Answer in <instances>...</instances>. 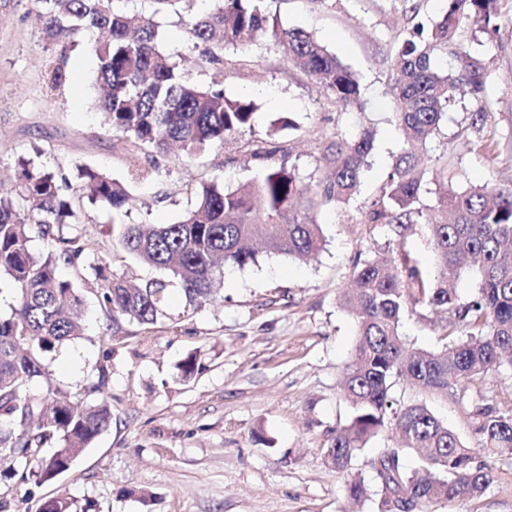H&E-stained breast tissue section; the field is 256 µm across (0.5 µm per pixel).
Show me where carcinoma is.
Wrapping results in <instances>:
<instances>
[{
    "label": "carcinoma",
    "instance_id": "cac0c4a2",
    "mask_svg": "<svg viewBox=\"0 0 512 512\" xmlns=\"http://www.w3.org/2000/svg\"><path fill=\"white\" fill-rule=\"evenodd\" d=\"M38 2L36 21L48 42L74 40L93 30L103 33L92 47L101 89L98 111L104 125L134 150H165L177 143L193 157L252 129L254 103L227 97L219 76L228 64L224 47L243 48L259 36L272 39L288 60L302 63L336 106L361 108L360 84L350 69L311 34L283 26L268 13L266 0H213L203 12L193 10V0H183L188 37L206 45L201 63L213 71L206 85L192 81L157 47L155 16L173 0H152L158 8L137 20L117 10L115 0ZM443 2L439 20L428 29L415 24L391 58L395 119L408 148L362 212V223L388 226L400 237L410 225L426 224L436 274L426 276L408 252L401 254L398 267L359 258L353 287L341 294L358 323L342 385L352 415L334 431L324 454L337 470L348 471L371 438L396 431V444L380 449L371 461L382 512H392L394 499L415 508L479 499L493 482L489 459L512 456V410L503 411L476 388L512 353V182L450 187L448 159L429 167L415 152L437 133L452 102L485 93L487 70L481 57L457 52V67L448 74L437 68L435 55L453 44L465 20L488 35L497 33L500 0ZM372 142L369 129L354 140L331 141L325 169L307 183L294 165L275 161L236 189L203 184L180 221L129 224L119 245L143 264L169 270L187 301L200 306L214 294L216 274L224 266L243 267L255 260L257 239L267 254L297 260L315 255L322 232L313 213L345 204L357 193ZM38 158H19L20 181L11 193L0 194V277L10 282L17 307V314L0 316V469L6 476H24L34 464L35 476L45 482L67 471L112 422L104 397L74 406L23 393L26 383L42 375L44 354L84 332L73 312L80 296L71 281L57 274L59 264L83 260L82 236L64 234L63 226L74 223V198L118 212L128 192L122 182L86 165L75 166L73 183ZM430 181L442 185L435 208L421 202ZM34 231L48 242L47 254L30 252ZM90 268L97 300L114 332L124 321L157 322L166 282L132 288L104 261ZM466 270L479 275L480 285L464 301L451 285ZM410 306L427 310L442 324L441 348H417L402 336L401 321ZM397 379L454 399L479 436L478 446L466 445L423 403L394 405L390 390ZM52 442L58 443L57 450L39 455ZM408 453L417 455V468L403 466ZM344 492L360 502L370 489L362 475L354 474Z\"/></svg>",
    "mask_w": 512,
    "mask_h": 512
}]
</instances>
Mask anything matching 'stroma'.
<instances>
[{
  "label": "stroma",
  "mask_w": 512,
  "mask_h": 512,
  "mask_svg": "<svg viewBox=\"0 0 512 512\" xmlns=\"http://www.w3.org/2000/svg\"><path fill=\"white\" fill-rule=\"evenodd\" d=\"M410 4L417 16L407 12ZM267 6L283 26L312 34L347 65L360 83L362 109L337 110L269 38L244 49L228 46L224 93L256 105L254 128L238 134L233 145L189 158L176 149L161 155L129 150L103 125L94 109L95 33L64 49L47 45L35 22V0H0V191L16 183V158L37 148L48 169L68 174L85 164L129 183L131 193L119 213L77 204L87 265H63L59 273L79 290L86 330L47 353L43 376L24 387L31 395L57 391L89 402L92 383L106 371L112 423L51 481L0 478V512H41L58 498L79 506L94 501L97 512H348L350 474L375 484L371 461L378 449L393 445L391 433L372 438L347 473L324 455L333 431L352 413L342 374L357 322L339 296L360 256L396 262L407 250L425 269L433 267L425 225H412L400 237L391 227L362 223L361 215L406 148L394 119L391 58L413 21L437 19L443 2L267 0ZM119 7L131 15L155 13L152 0H121ZM500 7L495 36L465 22L455 49L437 57L449 74L464 49L480 55L488 71L485 101L452 103L421 153L430 164L447 157L456 185L512 178V0H501ZM155 15L160 49L194 81L208 82L201 51L184 29L182 4ZM59 54L66 82L53 92L44 71L49 56ZM482 107L490 117L478 131L472 115ZM278 119L282 127L271 129ZM366 127L375 139L360 191L319 213L323 244L312 259L259 253L257 263L225 266L223 288L206 304H190L175 288L155 325L126 322L108 335L89 263L105 260L113 274L138 285L167 276L119 248L121 225L175 223L201 184L235 187L254 178L263 163L251 155L253 141L269 137L291 148L290 161L306 179L321 174L331 140L354 138ZM401 333L420 348L441 346L440 325L420 308L406 313ZM192 353L198 368L185 379L176 365ZM391 396L402 404H427L467 445H477L454 400L400 380ZM491 466L494 481L482 498L430 504L425 512H512V459L495 458Z\"/></svg>",
  "instance_id": "obj_1"
}]
</instances>
